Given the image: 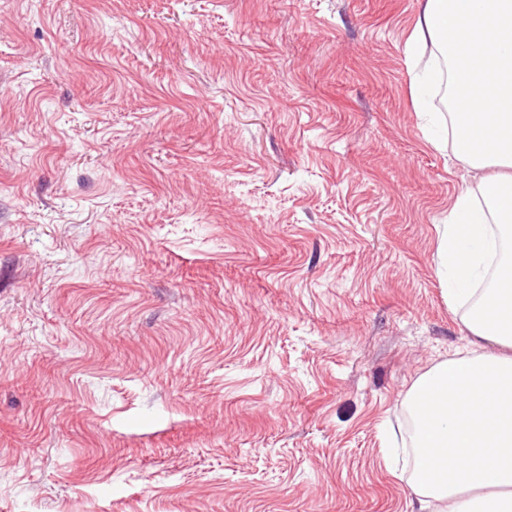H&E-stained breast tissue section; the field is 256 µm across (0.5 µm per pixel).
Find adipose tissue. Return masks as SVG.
Here are the masks:
<instances>
[{
	"instance_id": "adipose-tissue-1",
	"label": "adipose tissue",
	"mask_w": 512,
	"mask_h": 512,
	"mask_svg": "<svg viewBox=\"0 0 512 512\" xmlns=\"http://www.w3.org/2000/svg\"><path fill=\"white\" fill-rule=\"evenodd\" d=\"M480 190L503 222L491 227L469 196L455 202L437 250L453 302L470 295L494 235H512V174L495 173ZM468 328L507 352L441 362L413 384L416 512H512V256L499 259Z\"/></svg>"
}]
</instances>
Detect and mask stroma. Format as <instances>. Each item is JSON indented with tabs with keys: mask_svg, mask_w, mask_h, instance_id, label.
Wrapping results in <instances>:
<instances>
[{
	"mask_svg": "<svg viewBox=\"0 0 512 512\" xmlns=\"http://www.w3.org/2000/svg\"><path fill=\"white\" fill-rule=\"evenodd\" d=\"M424 0H0V512H411L485 172ZM449 223L444 224L437 254L439 270L455 287L450 288V302H457L470 295L468 287L481 276L495 234L468 195L457 199Z\"/></svg>",
	"mask_w": 512,
	"mask_h": 512,
	"instance_id": "obj_1",
	"label": "stroma"
}]
</instances>
